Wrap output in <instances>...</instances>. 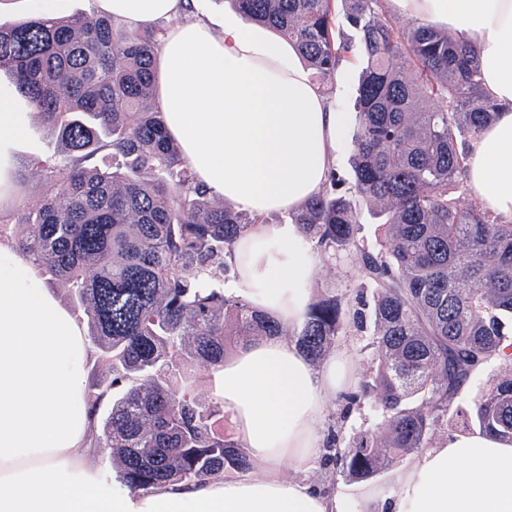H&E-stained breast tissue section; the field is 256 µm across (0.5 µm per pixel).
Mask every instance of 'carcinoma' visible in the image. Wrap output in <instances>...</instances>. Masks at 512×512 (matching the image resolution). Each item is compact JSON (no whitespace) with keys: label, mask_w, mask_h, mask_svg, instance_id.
Masks as SVG:
<instances>
[{"label":"carcinoma","mask_w":512,"mask_h":512,"mask_svg":"<svg viewBox=\"0 0 512 512\" xmlns=\"http://www.w3.org/2000/svg\"><path fill=\"white\" fill-rule=\"evenodd\" d=\"M273 28L320 82L341 58L362 60L351 140L354 180L289 216L323 257L344 254L355 295L332 289L298 330L224 293L225 261L252 218L201 188L155 105L161 30L131 31L81 12L0 23V75L52 134L30 165L56 191L17 213L16 244L72 294L88 337L123 388L95 447L133 493L169 481L244 472L253 462L224 434V407L196 393L192 368L224 364L230 339L290 336L315 363L355 332L373 371L340 398L372 402L374 430H330L325 460L366 481L427 447L452 410L512 443V373L473 403L470 379L512 348V224L458 194L468 143L498 106L483 94L474 49L448 31L397 25L386 0H230ZM382 218L381 248L359 237V208Z\"/></svg>","instance_id":"carcinoma-1"}]
</instances>
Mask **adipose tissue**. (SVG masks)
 I'll return each instance as SVG.
<instances>
[{
    "label": "adipose tissue",
    "instance_id": "obj_1",
    "mask_svg": "<svg viewBox=\"0 0 512 512\" xmlns=\"http://www.w3.org/2000/svg\"><path fill=\"white\" fill-rule=\"evenodd\" d=\"M127 29L170 27L156 49V102L196 181L255 224L228 264L231 294L300 328L320 257L289 213L318 196L344 148L347 113L312 81L299 52L271 29L202 0H95ZM408 21L447 29L475 48L500 110L468 148L471 198L512 223V0H386ZM36 114L0 84V212L18 197L22 155L35 154ZM277 222H269V215ZM83 323L45 288L38 269L0 242V512H512V444L476 431L449 436L384 484L324 490L310 470L324 447L327 399L357 383L339 345L312 363L293 342L244 345L206 382L225 432L260 474L167 482L147 494L91 465ZM304 470L288 479L284 467Z\"/></svg>",
    "mask_w": 512,
    "mask_h": 512
}]
</instances>
